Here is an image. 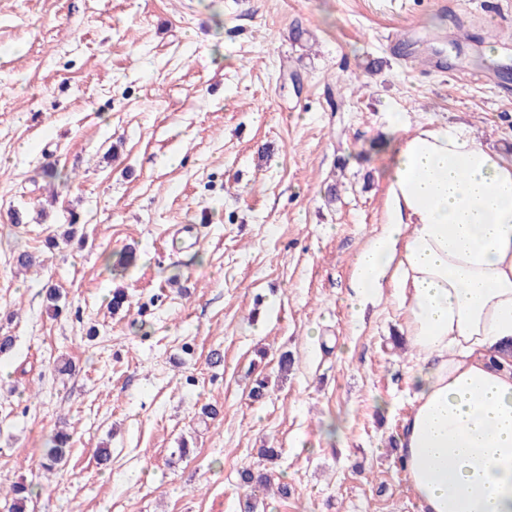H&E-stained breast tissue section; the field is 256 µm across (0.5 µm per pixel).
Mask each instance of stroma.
Instances as JSON below:
<instances>
[{
	"mask_svg": "<svg viewBox=\"0 0 512 512\" xmlns=\"http://www.w3.org/2000/svg\"><path fill=\"white\" fill-rule=\"evenodd\" d=\"M392 112L512 152V0H0V512L17 482L29 512H240L245 467L259 512H421L404 312L349 299ZM70 437L67 433L57 432L51 440V445L45 453V461L42 466L46 470H53L66 456L69 448Z\"/></svg>",
	"mask_w": 512,
	"mask_h": 512,
	"instance_id": "obj_1",
	"label": "stroma"
}]
</instances>
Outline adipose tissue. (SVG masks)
Wrapping results in <instances>:
<instances>
[{
	"instance_id": "adipose-tissue-1",
	"label": "adipose tissue",
	"mask_w": 512,
	"mask_h": 512,
	"mask_svg": "<svg viewBox=\"0 0 512 512\" xmlns=\"http://www.w3.org/2000/svg\"><path fill=\"white\" fill-rule=\"evenodd\" d=\"M381 149L390 219L356 257L352 304L387 286L404 310V470L422 512H512V158L398 115Z\"/></svg>"
}]
</instances>
